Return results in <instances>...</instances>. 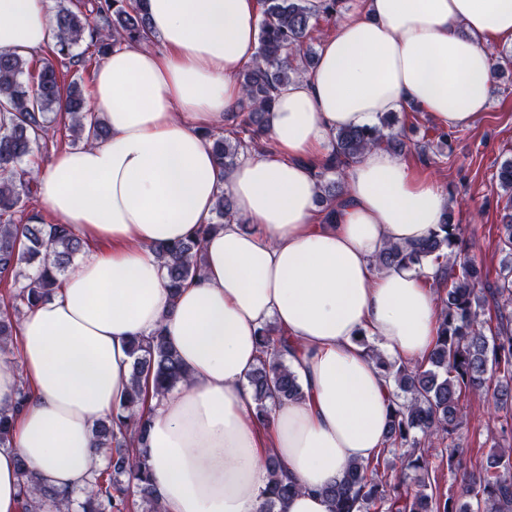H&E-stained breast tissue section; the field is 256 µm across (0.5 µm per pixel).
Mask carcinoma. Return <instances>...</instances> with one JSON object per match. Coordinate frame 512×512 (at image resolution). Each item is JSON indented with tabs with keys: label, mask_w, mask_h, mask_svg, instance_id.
<instances>
[{
	"label": "carcinoma",
	"mask_w": 512,
	"mask_h": 512,
	"mask_svg": "<svg viewBox=\"0 0 512 512\" xmlns=\"http://www.w3.org/2000/svg\"><path fill=\"white\" fill-rule=\"evenodd\" d=\"M341 0H260L263 21L255 62L239 75L244 102L238 119L224 132L207 129L213 152L225 167H233L254 151L264 150V117L273 104L274 90L288 85L315 64L314 42L319 17L331 18ZM55 44L48 56L37 60L0 52V277L11 278L14 289L0 302V351L14 348L15 325L20 309L33 308L49 299L77 255L82 237L69 224H50L26 203L36 197L34 176L20 180L21 168L33 169L34 147L60 130L72 142L91 144L104 139V118L87 109L80 82L66 80L78 66L87 68L103 60L122 43L151 42L150 23L141 0H90L75 3L57 0L53 13ZM83 51H78L81 44ZM392 123L349 127L336 131L335 148L318 167L319 202L328 209L344 194L343 168L372 148L403 149V143L386 132ZM328 173L335 175L325 180ZM500 188L512 202V158L504 160L496 175ZM19 213L25 218L16 219ZM235 217L230 196L218 195L214 222L201 225L184 240L155 247L167 269L171 295L200 273L197 255L205 235ZM501 285L496 295L498 320L494 335L486 334L488 321L480 311L477 286L484 277L475 259L463 257L460 225L443 216L441 224L420 243L390 245L375 260L378 268L394 264L421 273L435 269V283L443 298L437 316L434 348L424 361L410 364L391 361L368 349L375 368L394 385L385 445L366 466L352 465L341 479L326 487L330 512H512V448H502L477 469L466 465L467 449L456 442L466 417L465 399L492 393L498 404H512V212L500 227ZM262 356L249 374L256 414L265 421L268 403L298 401L304 392L298 376L288 366V343L273 326L260 334ZM132 384L110 422L93 429L96 447L108 450V463L94 471L92 495L66 498L35 481L25 462L21 512H161L149 484L147 422L139 414L143 403L141 379L152 381L155 393L164 395L185 380L174 350L162 332L130 342ZM494 388H487L489 381ZM448 458V467L462 471L459 495L442 493L434 461ZM268 485L260 512H277V506L300 487L281 476L276 458L267 460Z\"/></svg>",
	"instance_id": "obj_1"
}]
</instances>
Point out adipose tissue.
<instances>
[{
  "mask_svg": "<svg viewBox=\"0 0 512 512\" xmlns=\"http://www.w3.org/2000/svg\"><path fill=\"white\" fill-rule=\"evenodd\" d=\"M146 7L160 48L116 46L94 74L89 104L109 137L52 151L37 177L39 199L86 249L18 323L20 368L0 360V410L14 414L0 447V512H20L23 462L44 487L91 494L105 459L92 428L131 383L130 340L157 331L187 374L165 395L146 388L142 406L163 512H259L271 455L302 487L285 512H329L318 488L376 456L393 398L359 337L412 363L436 339L424 277L374 260L389 244L427 237L447 199L373 149L346 167L327 224L314 168L337 130L410 104L445 128L472 124L496 68L487 42L512 43V0H364L322 37L310 71L275 93L265 115L272 152L230 168L203 132L222 130L242 104L238 75L256 59L259 0ZM53 43L44 0H0V51L31 58ZM222 192L237 218L215 227ZM207 223L201 272L171 296L154 248ZM270 322L296 349L288 364L305 397L270 405L261 423L247 378Z\"/></svg>",
  "mask_w": 512,
  "mask_h": 512,
  "instance_id": "adipose-tissue-1",
  "label": "adipose tissue"
}]
</instances>
